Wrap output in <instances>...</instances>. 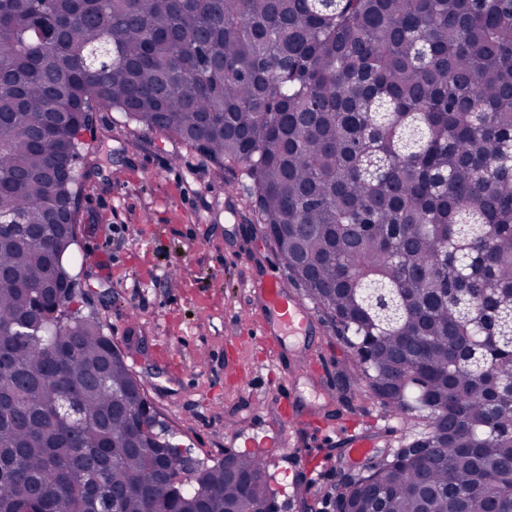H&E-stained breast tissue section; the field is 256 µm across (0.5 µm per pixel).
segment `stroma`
Listing matches in <instances>:
<instances>
[{"instance_id": "35a3bbf8", "label": "stroma", "mask_w": 512, "mask_h": 512, "mask_svg": "<svg viewBox=\"0 0 512 512\" xmlns=\"http://www.w3.org/2000/svg\"><path fill=\"white\" fill-rule=\"evenodd\" d=\"M76 242L68 265L74 305L122 351L172 443L216 463L245 437L277 430L260 454L280 512H335L340 484L363 473L348 431L374 435L372 452L408 432L365 390L342 391L351 351L323 312L288 346L304 428L277 420L275 354L265 346L250 285L288 269L260 223L244 178L178 138L100 112L84 135ZM125 224L128 235L112 227ZM304 445L312 455L299 460Z\"/></svg>"}]
</instances>
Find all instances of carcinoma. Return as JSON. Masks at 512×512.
I'll list each match as a JSON object with an SVG mask.
<instances>
[{
    "mask_svg": "<svg viewBox=\"0 0 512 512\" xmlns=\"http://www.w3.org/2000/svg\"><path fill=\"white\" fill-rule=\"evenodd\" d=\"M97 112L250 179L404 447L352 512H512V0H0V512H256L155 432L57 257Z\"/></svg>",
    "mask_w": 512,
    "mask_h": 512,
    "instance_id": "1",
    "label": "carcinoma"
}]
</instances>
